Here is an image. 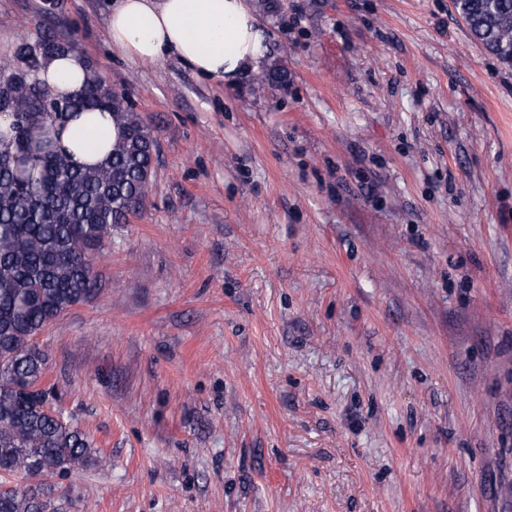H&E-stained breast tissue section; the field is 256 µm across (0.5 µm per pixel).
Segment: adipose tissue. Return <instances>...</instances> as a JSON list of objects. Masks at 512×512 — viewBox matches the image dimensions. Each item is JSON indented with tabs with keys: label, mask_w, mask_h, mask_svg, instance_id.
I'll return each mask as SVG.
<instances>
[{
	"label": "adipose tissue",
	"mask_w": 512,
	"mask_h": 512,
	"mask_svg": "<svg viewBox=\"0 0 512 512\" xmlns=\"http://www.w3.org/2000/svg\"><path fill=\"white\" fill-rule=\"evenodd\" d=\"M107 35L113 49L139 62L176 55L197 74L236 83L260 67L265 37L249 0H114ZM84 57L71 53L48 61L39 77L57 95L81 93ZM122 135L107 112H79L58 138L75 164L105 160Z\"/></svg>",
	"instance_id": "obj_1"
}]
</instances>
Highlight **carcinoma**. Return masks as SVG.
<instances>
[{"label": "carcinoma", "instance_id": "1", "mask_svg": "<svg viewBox=\"0 0 512 512\" xmlns=\"http://www.w3.org/2000/svg\"><path fill=\"white\" fill-rule=\"evenodd\" d=\"M453 6L488 54L512 64V0ZM74 50L44 35L16 45L23 67L0 61V115L11 118L0 131V512H62L53 479L98 461L87 435L51 406L53 389L42 385L47 353L36 337L98 292L94 261L112 226L143 212L153 182L156 138L94 64L76 98L30 77ZM258 81L284 85L288 71L273 64ZM79 110L109 111L123 129L104 162L76 167L59 149L34 152L35 138ZM19 474L36 484L12 485Z\"/></svg>", "mask_w": 512, "mask_h": 512}]
</instances>
